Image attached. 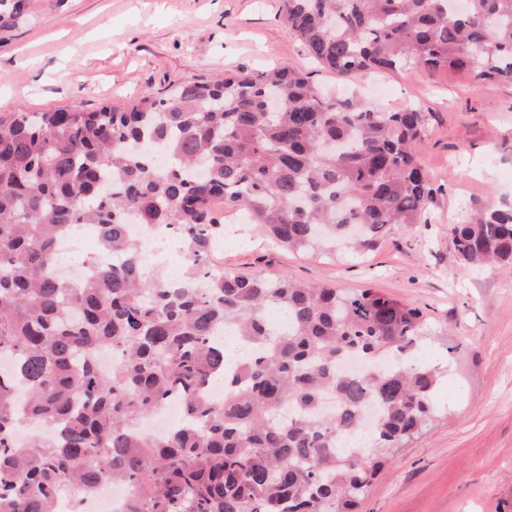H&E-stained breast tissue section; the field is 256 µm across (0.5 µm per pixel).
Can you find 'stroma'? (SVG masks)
I'll use <instances>...</instances> for the list:
<instances>
[{"label": "stroma", "mask_w": 512, "mask_h": 512, "mask_svg": "<svg viewBox=\"0 0 512 512\" xmlns=\"http://www.w3.org/2000/svg\"><path fill=\"white\" fill-rule=\"evenodd\" d=\"M0 29V110L125 107L233 70L298 69L341 90L290 30L282 0H27ZM380 107L431 115L415 152L438 192L427 223L371 251L293 252L224 217L212 264L243 276L373 289L423 313L420 356L438 366L437 417L394 449L360 512H512V274L461 266L450 229L474 205L512 199V85L413 69L365 76Z\"/></svg>", "instance_id": "1"}]
</instances>
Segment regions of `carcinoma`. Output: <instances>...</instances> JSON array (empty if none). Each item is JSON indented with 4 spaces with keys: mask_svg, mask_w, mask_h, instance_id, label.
<instances>
[{
    "mask_svg": "<svg viewBox=\"0 0 512 512\" xmlns=\"http://www.w3.org/2000/svg\"><path fill=\"white\" fill-rule=\"evenodd\" d=\"M466 4L283 0L308 55L347 83L412 68L512 83V0ZM25 7L0 0V26ZM427 124L413 106L330 96L290 67L226 72L121 112L0 111V512H53L57 495L106 481L129 488L127 512H357L390 450L435 413L422 312L371 289L207 265L211 206L293 250H371L434 203L413 152ZM71 224L98 225L112 267L78 282L49 273ZM131 224L179 232L180 280L142 274ZM452 233L461 264L512 271V200L474 208ZM105 348L110 374L93 359ZM352 355L368 373L341 370ZM216 381L221 401L206 392ZM174 393L188 429L132 431ZM326 393L336 409L320 413ZM371 406L370 451L340 447ZM33 419L60 438L17 442Z\"/></svg>",
    "mask_w": 512,
    "mask_h": 512,
    "instance_id": "cac0c4a2",
    "label": "carcinoma"
}]
</instances>
